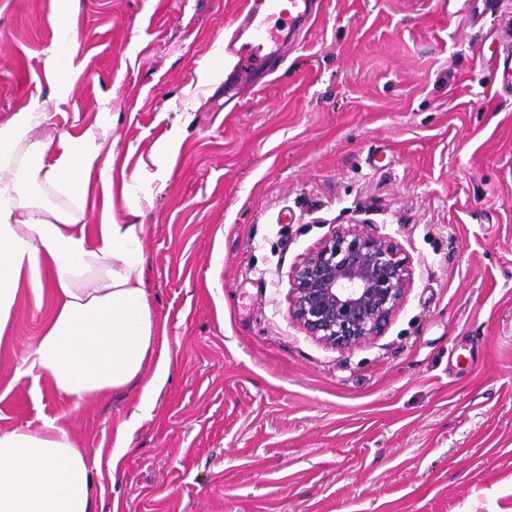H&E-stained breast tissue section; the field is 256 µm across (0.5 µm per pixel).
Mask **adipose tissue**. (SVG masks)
I'll return each instance as SVG.
<instances>
[{
  "label": "adipose tissue",
  "instance_id": "ef3b65f1",
  "mask_svg": "<svg viewBox=\"0 0 512 512\" xmlns=\"http://www.w3.org/2000/svg\"><path fill=\"white\" fill-rule=\"evenodd\" d=\"M40 106L0 126V348L8 347L19 298L50 311L20 360L32 381L49 379L72 408L143 382L151 403L168 377V337L153 311L142 254L144 227L118 223L116 199L139 188L115 182L111 127L75 136H44ZM65 198L42 204L33 187ZM101 221L87 224L89 200ZM93 466L61 417L35 429L0 430V512H94Z\"/></svg>",
  "mask_w": 512,
  "mask_h": 512
}]
</instances>
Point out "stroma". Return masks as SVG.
<instances>
[{
  "instance_id": "obj_1",
  "label": "stroma",
  "mask_w": 512,
  "mask_h": 512,
  "mask_svg": "<svg viewBox=\"0 0 512 512\" xmlns=\"http://www.w3.org/2000/svg\"><path fill=\"white\" fill-rule=\"evenodd\" d=\"M324 0L273 82L224 111L239 0H75L80 75L60 99L59 0H0V124L105 122L148 200L142 251L170 375L66 412L0 354V429L65 414L96 512H512V0ZM175 140L174 156L163 144ZM410 261L385 334L349 351L288 315L289 275L332 230ZM131 420L120 460L116 428ZM497 94H512V52L500 54L495 58Z\"/></svg>"
}]
</instances>
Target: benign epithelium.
<instances>
[{
	"instance_id": "benign-epithelium-1",
	"label": "benign epithelium",
	"mask_w": 512,
	"mask_h": 512,
	"mask_svg": "<svg viewBox=\"0 0 512 512\" xmlns=\"http://www.w3.org/2000/svg\"><path fill=\"white\" fill-rule=\"evenodd\" d=\"M409 281L408 259L393 239L338 228L293 267L288 313L316 341L351 350L383 335Z\"/></svg>"
}]
</instances>
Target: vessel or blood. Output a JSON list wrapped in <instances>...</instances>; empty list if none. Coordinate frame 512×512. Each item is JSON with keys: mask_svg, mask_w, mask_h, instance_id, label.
Instances as JSON below:
<instances>
[{"mask_svg": "<svg viewBox=\"0 0 512 512\" xmlns=\"http://www.w3.org/2000/svg\"><path fill=\"white\" fill-rule=\"evenodd\" d=\"M299 8L301 20H308L312 13L310 0H240L233 16L230 31L224 37V60L229 71L224 77V96L234 100L260 89L259 75H271L285 61L280 49L271 45L272 35L267 31V20L282 14L283 3ZM496 91L512 94V52L495 59Z\"/></svg>", "mask_w": 512, "mask_h": 512, "instance_id": "obj_1", "label": "vessel or blood"}]
</instances>
